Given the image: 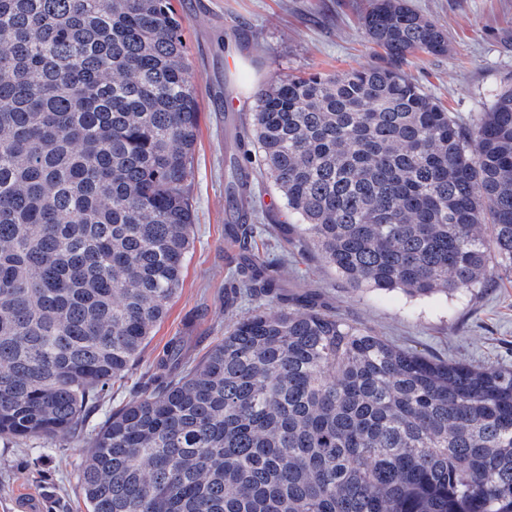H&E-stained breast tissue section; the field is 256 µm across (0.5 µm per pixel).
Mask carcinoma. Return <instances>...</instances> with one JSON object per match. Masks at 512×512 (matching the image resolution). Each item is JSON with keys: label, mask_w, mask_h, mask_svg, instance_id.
<instances>
[{"label": "carcinoma", "mask_w": 512, "mask_h": 512, "mask_svg": "<svg viewBox=\"0 0 512 512\" xmlns=\"http://www.w3.org/2000/svg\"><path fill=\"white\" fill-rule=\"evenodd\" d=\"M359 24L377 63L275 75L234 128L224 305L254 306L196 363L171 341L90 428L193 244L184 21L174 0H0V441L81 444L88 512H512V364L434 359L282 297L245 223L253 140L351 287L428 297L512 272V88L464 128L404 71L448 52L442 25L407 0Z\"/></svg>", "instance_id": "carcinoma-1"}]
</instances>
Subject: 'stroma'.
<instances>
[{"mask_svg":"<svg viewBox=\"0 0 512 512\" xmlns=\"http://www.w3.org/2000/svg\"><path fill=\"white\" fill-rule=\"evenodd\" d=\"M371 0H176L183 15L199 99L200 131L190 200L195 215L193 246L182 284L154 328L138 362L111 392V405L128 401L155 370L159 353L176 336L186 357L201 359L224 334L232 312L224 285L237 248L224 240L225 141L230 126L248 121L256 102L252 85L276 73L336 74L373 63L358 18ZM420 14L448 31L443 56L419 54L405 72L453 115L471 122L512 85V0H410ZM241 49L234 67L230 52ZM264 233L257 244L280 264L288 292L315 291L320 301L360 322L396 347L441 360L475 365L512 363V277L454 294L412 298L394 290L350 287L316 252L300 242L272 181L259 179ZM0 512H20L18 499L35 498L38 512H87L76 470L83 450L68 437L56 446L0 447Z\"/></svg>","mask_w":512,"mask_h":512,"instance_id":"stroma-1","label":"stroma"}]
</instances>
